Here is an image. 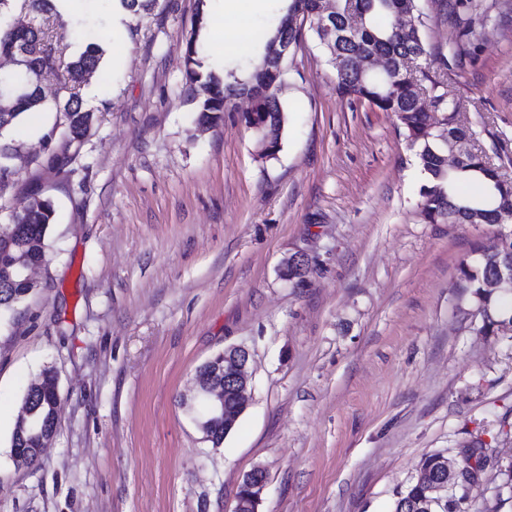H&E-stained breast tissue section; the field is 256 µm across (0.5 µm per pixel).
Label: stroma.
I'll list each match as a JSON object with an SVG mask.
<instances>
[{"mask_svg":"<svg viewBox=\"0 0 512 512\" xmlns=\"http://www.w3.org/2000/svg\"><path fill=\"white\" fill-rule=\"evenodd\" d=\"M198 0H160L112 31L114 0L72 20L121 54L84 97L96 116L52 165L34 126L63 133L54 100L8 137L0 225L33 193L54 205L36 288L0 314V512H232L263 468L260 512H393L421 460L493 450L465 512H512V333H485L459 279L497 232L427 224L421 171L393 114L337 96L311 32L284 61L277 157L240 121L202 125L180 52ZM421 0L429 47L460 29ZM444 78L472 145L512 178V21L486 26ZM303 256L289 280L285 262ZM251 354L252 398L221 447L180 404L224 347ZM53 367L58 427L37 466L11 453L29 382Z\"/></svg>","mask_w":512,"mask_h":512,"instance_id":"stroma-1","label":"stroma"}]
</instances>
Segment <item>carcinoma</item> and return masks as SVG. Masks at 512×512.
<instances>
[{
	"instance_id": "cac0c4a2",
	"label": "carcinoma",
	"mask_w": 512,
	"mask_h": 512,
	"mask_svg": "<svg viewBox=\"0 0 512 512\" xmlns=\"http://www.w3.org/2000/svg\"><path fill=\"white\" fill-rule=\"evenodd\" d=\"M123 8L135 16L150 14L158 0H120ZM21 10L32 16L27 29H16L9 21L13 12L12 0H0V56H13L14 69L22 78L12 83V89L0 99V114L8 120L0 123V182L7 177L10 161L18 153V146L4 138L27 112H40L48 98L40 84L45 70H64V84L54 94L56 111L65 117V143L81 147L94 121V114L86 109L79 95L80 86L100 67L103 50L95 42L86 45L79 55L65 58V36L35 23L37 18L55 12L51 0H22ZM313 0H291L286 15L271 40L286 39L298 44L303 25H308L325 61L336 70V94L341 98L364 100L381 112L392 113L404 129L409 145L416 149V156L426 183L420 188V213L429 224H495L500 211L512 206V180L505 177L482 154H465L454 169L448 168L445 158L451 150H460L471 141L472 133L454 123L457 101L448 89L440 85V74L434 64L448 66V57L439 50L429 51L423 39L426 14L420 0H336V24L343 25L350 18L359 19L358 27L344 41H333L317 24L312 14ZM448 13L464 14L461 37L463 43L473 44L480 30L491 20L488 9L481 0H452ZM298 16L296 26H288V15ZM407 15L415 25L402 32L395 27L397 17ZM203 13H198L194 31L186 40L182 54L186 84L189 90L203 91L198 112L202 123L211 124L223 119L232 111V99L248 87L272 82L265 69V55L250 60L244 70H215L203 72V58L198 45L197 29L202 27ZM380 54L396 61L408 54L418 56L420 69L414 73L393 70L383 75L361 73L350 66V61L362 56ZM421 83L433 91V97L442 116L441 126L429 122L427 111L416 105L415 85ZM256 112L267 118L262 131L255 133L256 142H266L270 148L260 153L263 159H273L282 148L285 106L280 98L260 103ZM54 209L47 198L34 194L31 209L19 213L12 223L0 228V310L11 309L24 300L35 284L22 276L28 266L47 260L46 238L52 224ZM476 258L459 268L463 287L480 302L486 315L483 329L493 333L498 329L500 317L492 307L498 293L507 289L497 284L496 264L501 260V250L478 245ZM56 375L46 368L31 381L24 393L22 404L12 432V451L15 461L31 467L38 461L40 448L54 437L58 420V397L55 392ZM194 421L213 433L218 444L224 442V425L213 421L203 409V402L187 406ZM491 449L480 440L467 449L461 463V476L473 473L472 459L487 462ZM424 489L411 481L395 491L393 512H452L450 504L425 500Z\"/></svg>"
}]
</instances>
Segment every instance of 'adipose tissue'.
Masks as SVG:
<instances>
[{
    "instance_id": "ef3b65f1",
    "label": "adipose tissue",
    "mask_w": 512,
    "mask_h": 512,
    "mask_svg": "<svg viewBox=\"0 0 512 512\" xmlns=\"http://www.w3.org/2000/svg\"><path fill=\"white\" fill-rule=\"evenodd\" d=\"M262 5L263 0H220L218 7L208 11L204 37L230 50L253 47L251 18Z\"/></svg>"
}]
</instances>
